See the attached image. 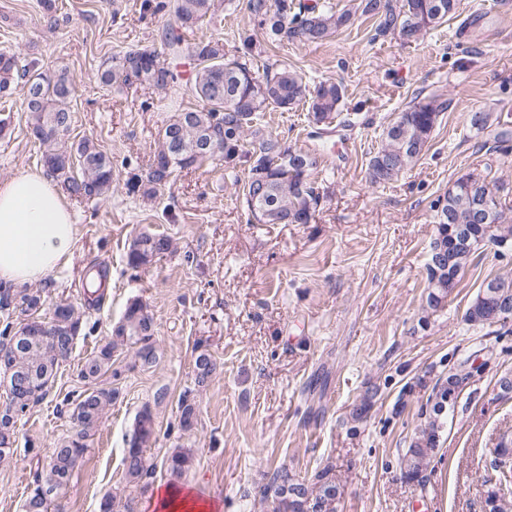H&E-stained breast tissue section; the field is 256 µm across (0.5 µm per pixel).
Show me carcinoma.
<instances>
[{"label":"carcinoma","instance_id":"1","mask_svg":"<svg viewBox=\"0 0 512 512\" xmlns=\"http://www.w3.org/2000/svg\"><path fill=\"white\" fill-rule=\"evenodd\" d=\"M215 8L214 0H174L172 18L162 33V42L174 58L184 54L195 63L194 78L186 86L198 101L195 107L175 108L158 132V141L171 142L175 148L169 153L155 151L145 175L133 174L126 188L133 195L152 198L171 185L179 169L200 166L215 159L225 163L229 175L237 176L240 163L248 164L242 193L252 216L264 224L280 219L290 224H308L313 219L322 196L311 180L320 166L319 158L309 152L298 151L299 159L280 158L282 144L278 137L260 123L261 112L272 106L286 110L302 101L309 105L312 122L323 124L339 115L345 89L333 81H320L309 86L295 69L282 63L273 71L259 76L250 64L255 48L253 35L240 34V55L229 58L224 53V42L212 34L201 35L192 46H184L182 32L201 27L204 19ZM248 12L259 26L270 34L299 44H318L331 38L340 28L350 24L356 14L368 16L377 22L376 35L399 34L417 39L428 33L457 9V0H358L352 8L337 11L329 0L307 4L303 0H247ZM94 81L105 90L121 91L134 83L166 91L177 85L179 75L161 59L151 46L130 50L112 56L93 74ZM22 86L23 104L28 113V133L34 141L46 147L43 166L72 197L96 200L112 189V160L91 139L83 138L68 143L64 137L74 123L72 99L75 80L65 69L47 74L35 69L15 54H0V98H9L17 86ZM448 104L435 97L425 98L399 113L385 129V144L370 160L373 182L392 180L416 162L427 147L439 117ZM470 125L485 130L497 125L502 128L498 137L508 135L504 127L509 121L491 112L470 114ZM204 140L222 144L218 157H205L196 151ZM463 225L475 233L487 236L491 242L500 237H512V224L504 221L501 207L490 182L486 178L466 173L449 187L446 203L435 215L434 240L449 252V264L439 267V279L445 287L431 288L426 302L431 311L440 310L448 294L455 287L458 276L468 265L472 252L452 245L448 230ZM172 249L169 236L142 232L128 246L127 262L140 268ZM102 265L87 271L84 285V305L99 307L105 296L99 282L106 277ZM496 298L476 295L465 313V321L473 326L491 322L494 305L512 303V278L496 277ZM44 305L42 290L13 288L0 285V359H5L14 373L26 381V387L16 397H7L14 407L13 420L0 416V464L13 458L16 451V425L20 415L32 405L44 400L53 386L55 374L64 359L54 343L46 340L30 343L18 338L20 328L13 322L18 311L35 317ZM83 313L65 302L53 307L52 317L45 325L51 331H62L76 340L82 330ZM153 320L146 306L132 301L123 320L112 331V338L85 358L78 377L86 385L75 400L71 418L73 433L53 448L48 460L34 473V480L24 504L26 512H48L50 500L66 489L74 470L80 465L86 451V441L101 423L104 411L119 396L110 379L120 376L114 368V353L131 341L139 348L136 356L145 364L156 360L151 342ZM195 380L204 383L216 370V363L206 349L198 352L195 362ZM378 389L369 388L350 412L354 423L364 421L372 409ZM428 402L423 423L414 432L401 458V474L407 483H419L427 460L438 449L436 435L444 431L446 416L439 415L433 403ZM179 422L183 429L192 428L196 418L195 402L185 394L179 405ZM155 433V421L150 406H144L136 415L133 435L125 451L123 465L129 482L148 484L154 469L148 464L144 448ZM493 467L505 483L512 482V439L503 438L495 448ZM193 457L185 448L172 449L165 459L170 483L175 484L191 468ZM502 488L491 486L484 493L485 512H503ZM340 492V481L330 465L317 469L310 477L301 478L280 468L273 473L262 490L263 499L271 500L273 512H336L326 506Z\"/></svg>","mask_w":512,"mask_h":512}]
</instances>
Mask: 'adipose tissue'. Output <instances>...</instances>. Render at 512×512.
Segmentation results:
<instances>
[{
    "mask_svg": "<svg viewBox=\"0 0 512 512\" xmlns=\"http://www.w3.org/2000/svg\"><path fill=\"white\" fill-rule=\"evenodd\" d=\"M78 228L57 183L43 171L0 182V283L43 280L71 258Z\"/></svg>",
    "mask_w": 512,
    "mask_h": 512,
    "instance_id": "adipose-tissue-1",
    "label": "adipose tissue"
}]
</instances>
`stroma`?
<instances>
[{"label":"stroma","instance_id":"stroma-1","mask_svg":"<svg viewBox=\"0 0 512 512\" xmlns=\"http://www.w3.org/2000/svg\"><path fill=\"white\" fill-rule=\"evenodd\" d=\"M0 0V52L37 66L66 69L78 82L71 139H92L112 159V191L101 200H70L79 240L71 259L39 281L47 304L84 302L82 278L108 267L111 287L87 313L71 357L50 394L17 423L16 452L0 465V512H21L36 465L71 434L72 401L82 389L78 367L104 344L130 301L153 318L158 359L141 366L136 345L116 353L120 391L108 407L63 498L49 512H98L104 494L155 512L163 466L174 448L189 449L185 486L219 512H271L260 492L280 467L305 477L332 464L344 487L337 512H481L502 435L512 436V393L498 380L512 373V320L472 327L465 312L483 283L512 275V253H476L443 309H426L433 216L449 185L473 172L508 190L512 140L496 147L495 129L479 131L470 112L512 113V0H458L447 22L418 39L376 36L355 16L321 44L270 41L244 7L224 6L199 33L238 54V33H252L262 54L254 69L288 63L313 80L345 87L354 129L332 122L322 132L307 104L267 108L264 124L285 146L321 152L312 178L325 198L307 224H253L242 186L209 161L177 172L151 200L129 195L130 175L144 173L170 114V98L146 86L121 94L90 76L112 55L160 46L172 0ZM447 101L422 157L397 178L371 183L369 160L383 131L415 98ZM11 127L0 136V181L42 166L43 150L27 133L21 95L5 105ZM171 237L173 253L134 269L127 246L139 232ZM216 372L196 384L198 348ZM467 363L463 389L421 484L405 483L399 463L433 385ZM380 389L366 421L349 412L367 387ZM197 404L191 429L178 421V400ZM150 405L155 434L145 456L156 467L149 487L129 483L123 457L134 419Z\"/></svg>","mask_w":512,"mask_h":512}]
</instances>
